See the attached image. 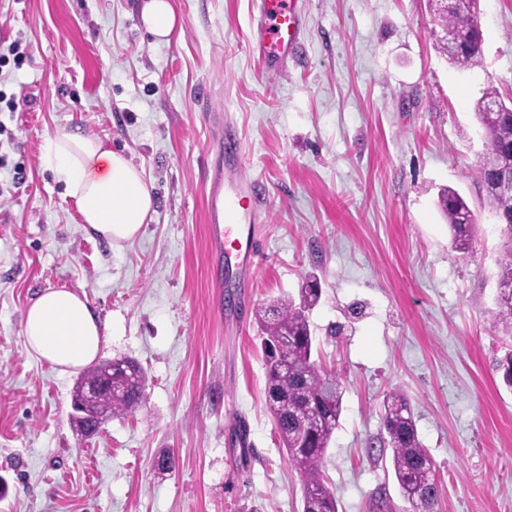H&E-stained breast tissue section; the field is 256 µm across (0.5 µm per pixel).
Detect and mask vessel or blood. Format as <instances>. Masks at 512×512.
<instances>
[{
    "label": "vessel or blood",
    "mask_w": 512,
    "mask_h": 512,
    "mask_svg": "<svg viewBox=\"0 0 512 512\" xmlns=\"http://www.w3.org/2000/svg\"><path fill=\"white\" fill-rule=\"evenodd\" d=\"M305 26L296 0H260L249 50L278 64L291 58ZM221 166L215 167L208 196L211 246L215 255L236 254L242 269L256 270L260 244L254 230L261 201L247 183L225 184L224 169L239 165L243 148L234 131H227L219 148Z\"/></svg>",
    "instance_id": "1"
}]
</instances>
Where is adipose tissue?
I'll list each match as a JSON object with an SVG mask.
<instances>
[{"mask_svg": "<svg viewBox=\"0 0 512 512\" xmlns=\"http://www.w3.org/2000/svg\"><path fill=\"white\" fill-rule=\"evenodd\" d=\"M45 162L64 183L87 231L110 247L134 240L155 212L143 169L100 138L57 133L47 140ZM23 332L28 349L39 358L76 370L97 357L108 325L85 295L48 288L32 298Z\"/></svg>", "mask_w": 512, "mask_h": 512, "instance_id": "ef3b65f1", "label": "adipose tissue"}]
</instances>
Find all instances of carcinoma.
<instances>
[{
	"instance_id": "carcinoma-1",
	"label": "carcinoma",
	"mask_w": 512,
	"mask_h": 512,
	"mask_svg": "<svg viewBox=\"0 0 512 512\" xmlns=\"http://www.w3.org/2000/svg\"><path fill=\"white\" fill-rule=\"evenodd\" d=\"M478 2L459 0L454 9H437L442 35L459 36V47L446 55L448 62L459 69L476 65L482 53ZM475 114L487 148L502 155L498 168H481L478 174L507 239L498 261V282L512 285V193L498 189V184L512 181V105L502 102L497 91L489 87L476 103ZM439 202L455 249L468 250L479 231L473 210L450 187L440 193ZM320 297L321 289L305 282L297 297L280 299L258 315L267 408L289 461L301 475L302 512H338L336 497L321 478L320 467L339 425L343 391L336 376L324 372L313 358L308 311ZM494 318L512 326V291L498 296ZM117 363L124 368L112 375V393L94 400L87 410L74 411L76 427H81L88 412L123 415L144 402V369L132 359H119ZM382 428L384 436L379 445L391 450L399 494L407 504L403 512H438L440 487L430 480L434 464L419 438L410 400L397 389L384 397Z\"/></svg>"
}]
</instances>
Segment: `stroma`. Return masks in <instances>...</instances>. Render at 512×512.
<instances>
[{
  "mask_svg": "<svg viewBox=\"0 0 512 512\" xmlns=\"http://www.w3.org/2000/svg\"><path fill=\"white\" fill-rule=\"evenodd\" d=\"M158 43L142 0H0V512H302L301 479L265 403L255 311L316 274L309 320L343 412L322 463L338 512L402 508L382 431L385 393L409 398L443 488L441 512H512V390L494 324L504 238L477 177L475 105L512 100V0H479V63L450 65L430 0H298L297 53L248 48L253 0H173ZM209 98L210 114L197 102ZM244 146L225 181L262 197L252 287L213 279L209 168L225 127ZM108 139L143 167L156 213L122 248L84 228L47 168V136ZM460 192L480 229L457 251L438 205ZM85 292L110 325L100 360L130 358L146 402L82 438L77 370L37 359L35 291ZM174 456L160 471V453Z\"/></svg>",
  "mask_w": 512,
  "mask_h": 512,
  "instance_id": "1",
  "label": "stroma"
}]
</instances>
